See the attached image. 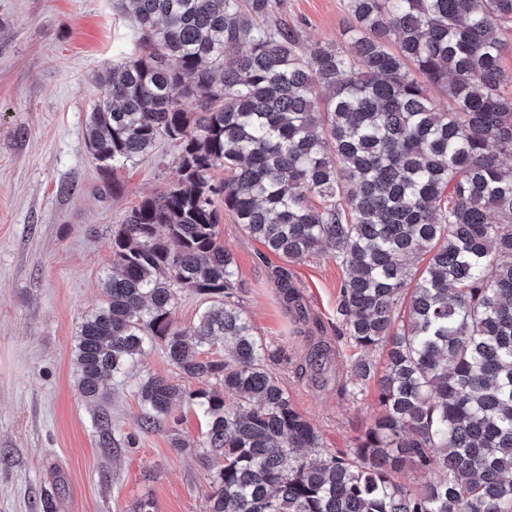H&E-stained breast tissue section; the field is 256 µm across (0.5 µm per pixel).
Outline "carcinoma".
<instances>
[{
    "label": "carcinoma",
    "mask_w": 512,
    "mask_h": 512,
    "mask_svg": "<svg viewBox=\"0 0 512 512\" xmlns=\"http://www.w3.org/2000/svg\"><path fill=\"white\" fill-rule=\"evenodd\" d=\"M115 4L140 50L93 75L87 150L105 174L162 140L180 156L112 225L104 300L77 336L81 395L105 398L160 345L198 387L149 376L135 394L147 427L184 403L202 415L206 512H512V0H348L347 47L257 25L269 0ZM218 202L282 261L329 246L346 270L338 338L362 355L342 392L374 381L379 406L349 448L324 447L270 370L282 351L236 299ZM183 290L207 300L190 326L173 316ZM280 294L305 320L285 276ZM406 467L430 480L400 482Z\"/></svg>",
    "instance_id": "obj_1"
}]
</instances>
